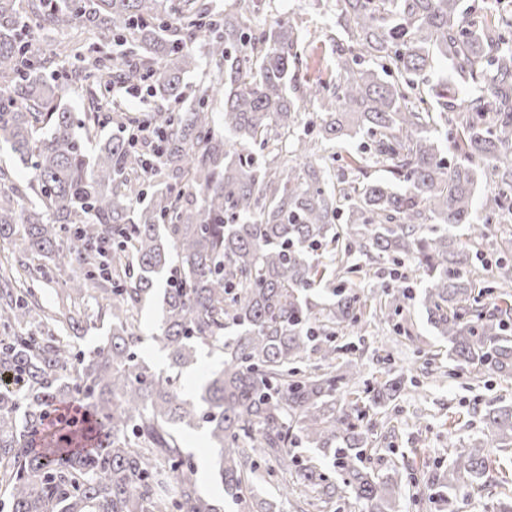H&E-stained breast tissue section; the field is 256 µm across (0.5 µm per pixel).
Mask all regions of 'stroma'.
<instances>
[{
	"label": "stroma",
	"mask_w": 512,
	"mask_h": 512,
	"mask_svg": "<svg viewBox=\"0 0 512 512\" xmlns=\"http://www.w3.org/2000/svg\"><path fill=\"white\" fill-rule=\"evenodd\" d=\"M273 15L297 14L310 33L300 47L305 63L302 73L310 79L334 80L333 49L344 32L336 25V0H274ZM403 285L415 298L404 315L409 335H395L392 326L370 329L362 335L337 331L336 344L342 355L362 363L366 379L382 381L402 376L406 386L399 398L375 416L373 448L366 464L401 479L404 494L400 512H437L430 491L414 485L413 477L423 471H444L457 449L483 431L482 416L487 406L512 403V379L471 368H457L446 360L447 344L427 321L417 300L424 281L410 274L408 267L388 261L373 263L364 293L380 296L385 285ZM437 355L440 374L424 372L423 362ZM195 474L194 479L207 497L223 502L224 487L211 468L213 450L198 442V433L185 430ZM491 481L475 490L460 512H493L500 496L502 478L512 479V447L493 449L490 455Z\"/></svg>",
	"instance_id": "35a3bbf8"
}]
</instances>
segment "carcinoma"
I'll use <instances>...</instances> for the list:
<instances>
[{"label":"carcinoma","instance_id":"obj_1","mask_svg":"<svg viewBox=\"0 0 512 512\" xmlns=\"http://www.w3.org/2000/svg\"><path fill=\"white\" fill-rule=\"evenodd\" d=\"M267 0H0V145L33 176L21 190L0 169V482L10 512H223L192 479L182 431L203 429L215 474L241 512L255 460L300 466L292 449L333 457L367 512H398L401 486L363 464L367 416L396 400L404 379L365 383L336 364V328L361 332L403 315L408 289L387 285L362 306L359 260L409 261L420 302L448 356L512 376V260L473 277L469 241L512 223V18L468 14L461 0H336V83L298 81L305 37L294 16L253 24ZM89 33L63 54L35 55L32 33ZM202 53H197L196 45ZM224 77L197 103L172 108L200 57ZM452 81L432 82L434 63ZM145 83L150 110L124 123L156 132L150 157L125 137L87 145L102 126L104 77ZM85 86L81 118L60 107ZM293 84L296 94L288 91ZM224 100V131L207 101ZM313 111L297 132L301 104ZM366 135L390 178L337 189L318 146ZM447 139L443 151L441 139ZM484 176L493 191L475 207ZM345 217L344 225L336 220ZM55 274L63 296L45 311L36 288ZM167 275L155 345L168 373L139 359L143 306ZM494 297L492 305L481 297ZM94 301L96 314L81 307ZM111 336L78 347L94 318ZM223 357L194 393L181 384L198 353ZM319 355V363L311 356ZM486 433L448 473L420 475L442 509L488 472L489 447L512 445V407L483 414ZM301 476L329 501L316 467Z\"/></svg>","mask_w":512,"mask_h":512}]
</instances>
